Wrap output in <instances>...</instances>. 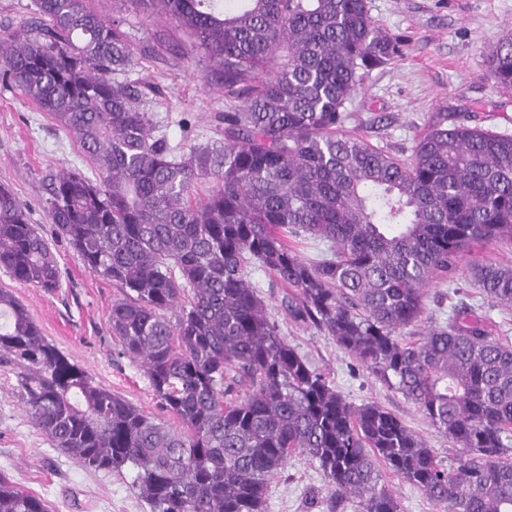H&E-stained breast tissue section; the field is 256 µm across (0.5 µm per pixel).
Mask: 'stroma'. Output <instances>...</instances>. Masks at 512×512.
I'll use <instances>...</instances> for the list:
<instances>
[{"label":"stroma","instance_id":"1","mask_svg":"<svg viewBox=\"0 0 512 512\" xmlns=\"http://www.w3.org/2000/svg\"><path fill=\"white\" fill-rule=\"evenodd\" d=\"M104 18L122 17L132 41L170 29L168 20L143 17L120 0H92ZM376 25L400 43L399 55L373 70L348 101L350 134L401 159L409 158L417 135L438 112L449 123L479 126L512 134V91L498 86L488 69V54L512 30V0H369ZM210 62L203 50L189 54L171 69L151 58L135 59L127 79L153 85L146 108L164 126L173 143L191 147L216 138L214 116L240 108L212 85ZM88 172L75 140L60 130L17 88H0V183L9 185L29 208L31 221L52 237L40 175L50 167ZM62 271L56 293L20 285L0 273L28 309L45 336L81 366L93 381L165 418L139 364L120 353L109 329L112 303L123 296L119 283L86 270L70 244L54 239ZM251 281L280 327L282 336L353 404L375 403L427 440L443 465L455 449L431 428L411 401L373 376L336 342L311 326L291 322L281 306L284 288L264 268ZM472 306L496 336L512 337V310L480 297L470 279L432 282L425 313L413 334L444 324L458 301ZM20 371L0 362V472L22 490L45 498L51 512H150L132 487L134 474L90 472L54 448L28 417L21 398ZM326 482L308 458H290L270 489L267 512H328Z\"/></svg>","mask_w":512,"mask_h":512}]
</instances>
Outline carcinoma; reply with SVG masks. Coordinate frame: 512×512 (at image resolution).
<instances>
[{
  "instance_id": "cac0c4a2",
  "label": "carcinoma",
  "mask_w": 512,
  "mask_h": 512,
  "mask_svg": "<svg viewBox=\"0 0 512 512\" xmlns=\"http://www.w3.org/2000/svg\"><path fill=\"white\" fill-rule=\"evenodd\" d=\"M92 0H33L0 34V84L73 137L90 178L45 171L55 236L91 273L120 283L109 326L173 428L93 384L0 289V361L52 445L91 471L137 468L151 512H266L269 486L299 454L318 464L330 512H400L380 467L442 512H512V342L468 306L416 341L425 286L452 278L475 244L512 243V135L448 126L438 112L409 160L348 135L346 103L400 52L368 0H124L175 37L133 44ZM201 49L224 96L222 137L187 150L153 125L142 89L119 79L137 56L174 65ZM272 59L280 69L261 74ZM512 90V33L489 54ZM209 193L190 196L198 181ZM329 244L305 260L288 237ZM289 293V319L332 337L413 402L457 454L378 404L347 402L289 345L250 282ZM0 269L54 293L62 271L28 208L0 185ZM479 294L512 309V266L471 268ZM0 512H50L0 472Z\"/></svg>"
}]
</instances>
